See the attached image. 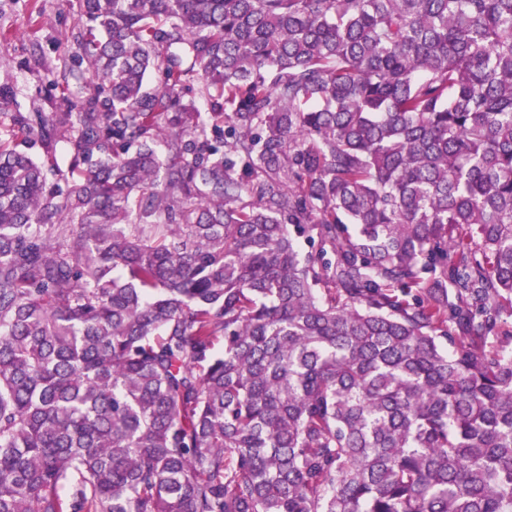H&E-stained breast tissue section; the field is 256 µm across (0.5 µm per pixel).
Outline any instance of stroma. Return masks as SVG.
<instances>
[{
    "instance_id": "1",
    "label": "stroma",
    "mask_w": 512,
    "mask_h": 512,
    "mask_svg": "<svg viewBox=\"0 0 512 512\" xmlns=\"http://www.w3.org/2000/svg\"><path fill=\"white\" fill-rule=\"evenodd\" d=\"M78 0H0V112L59 111L47 73L73 45Z\"/></svg>"
}]
</instances>
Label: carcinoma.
<instances>
[{
	"mask_svg": "<svg viewBox=\"0 0 512 512\" xmlns=\"http://www.w3.org/2000/svg\"><path fill=\"white\" fill-rule=\"evenodd\" d=\"M79 8L0 113V512H512V0Z\"/></svg>",
	"mask_w": 512,
	"mask_h": 512,
	"instance_id": "cac0c4a2",
	"label": "carcinoma"
}]
</instances>
